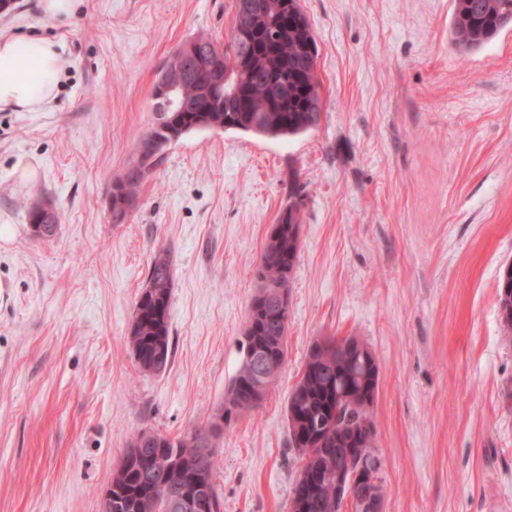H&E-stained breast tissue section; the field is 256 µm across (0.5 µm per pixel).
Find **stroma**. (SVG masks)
<instances>
[{"mask_svg":"<svg viewBox=\"0 0 512 512\" xmlns=\"http://www.w3.org/2000/svg\"><path fill=\"white\" fill-rule=\"evenodd\" d=\"M232 0H14L0 34L61 43L39 112L0 111V512H101L134 430L209 422L235 376L256 269L298 185L288 355L264 404L226 427L221 512H289L300 461L288 395L312 343L377 358L384 512H512V27L463 53L452 0H300L317 44L318 126L289 138L201 129L163 152L113 223V179L155 120L158 71L223 38ZM35 174L22 177L17 166ZM60 231L31 235L30 206ZM170 249L174 349L141 373L126 340L148 265ZM504 288L512 290V265H507L500 279L499 308L504 327L512 332V292L504 293Z\"/></svg>","mask_w":512,"mask_h":512,"instance_id":"35a3bbf8","label":"stroma"}]
</instances>
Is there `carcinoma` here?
<instances>
[{
  "label": "carcinoma",
  "mask_w": 512,
  "mask_h": 512,
  "mask_svg": "<svg viewBox=\"0 0 512 512\" xmlns=\"http://www.w3.org/2000/svg\"><path fill=\"white\" fill-rule=\"evenodd\" d=\"M232 25L226 41L206 35L181 43L161 67L158 76L176 68L185 71V101L175 123L159 130V114L165 112L161 91L152 103L158 114L153 127L141 139L176 141L186 133L212 128L235 129L269 137H289L315 128L322 110L321 83L317 76L318 50L310 24L299 0H233ZM512 24V0H453L451 42L461 52H470L492 40ZM224 57V94L212 95L216 79L209 68L212 60ZM147 173L130 168L112 181L110 193L113 223L124 221L134 209ZM300 248V210L288 205L270 228L256 275L260 289L250 303L243 337L248 347L264 349L273 358L286 355L288 331V288ZM174 265L170 250L154 254L147 275L146 295L138 296L127 336L138 369L153 372L157 353L169 362L170 305ZM504 327L512 331V293H499ZM351 381L354 392L373 388L368 378L353 377L350 361L336 349V337H328L322 348L310 347L303 369L288 398L297 413L290 425L291 442L304 445L299 458H309L313 468L331 469L340 453L336 441L348 435L346 428L357 423V410L342 403L339 388ZM269 388H258L245 360H240L227 395L234 401L254 403L259 408ZM200 426L180 437L159 433L148 448H129L112 472V512H164L167 492L184 478L195 479L209 512H220L222 503L214 482L215 458L199 462L185 456V449L200 438ZM296 480L291 512H336V498L329 487L299 498Z\"/></svg>",
  "instance_id": "carcinoma-1"
}]
</instances>
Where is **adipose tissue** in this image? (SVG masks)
<instances>
[{
  "label": "adipose tissue",
  "instance_id": "1",
  "mask_svg": "<svg viewBox=\"0 0 512 512\" xmlns=\"http://www.w3.org/2000/svg\"><path fill=\"white\" fill-rule=\"evenodd\" d=\"M69 64L53 40L0 36V110L42 111Z\"/></svg>",
  "mask_w": 512,
  "mask_h": 512
}]
</instances>
